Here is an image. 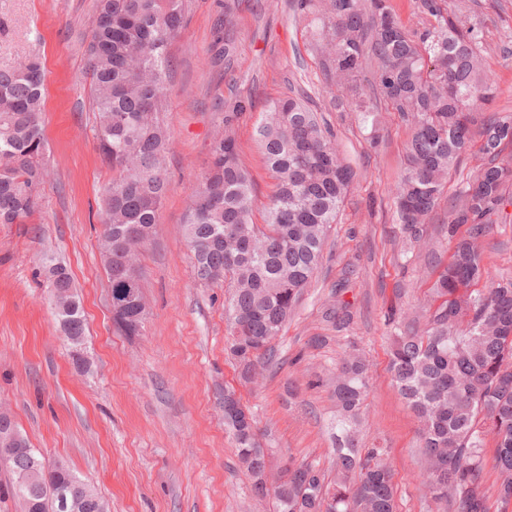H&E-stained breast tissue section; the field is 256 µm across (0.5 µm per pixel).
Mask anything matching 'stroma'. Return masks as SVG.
I'll use <instances>...</instances> for the list:
<instances>
[{"label": "stroma", "instance_id": "stroma-1", "mask_svg": "<svg viewBox=\"0 0 512 512\" xmlns=\"http://www.w3.org/2000/svg\"><path fill=\"white\" fill-rule=\"evenodd\" d=\"M227 0H187L183 28L169 48L166 96L173 185L142 250L147 311L139 335L112 321L111 289L98 248L101 188L112 178L95 148L90 78L84 56L96 0H0V69L41 54L42 114L49 175L39 207L22 224H0V408L31 447L63 459L109 503L111 512H273L239 466L224 424V391L255 416L264 447L329 470L336 400L329 386L344 351L367 359L360 445L387 450L398 512H439L422 483L418 421L389 372L395 320L419 316L452 253L443 229L448 201L481 165L471 153L450 180L413 249L394 202L411 125L380 111L363 120L339 105L311 33L291 0H234L237 26L224 33ZM489 33L484 65L496 87L493 110L512 112V0L478 11ZM235 49L225 54L224 40ZM310 91L354 182L332 225L323 260L275 341L281 368L259 384L240 379L228 346V288L201 284L184 238L189 198L210 157L213 133L229 104L240 162L254 185L253 220L262 223L274 190L256 141L268 102L291 88ZM54 254L70 270L86 319L78 369L47 307L40 267ZM492 278H512V222L484 242ZM349 302L344 333L322 317Z\"/></svg>", "mask_w": 512, "mask_h": 512}]
</instances>
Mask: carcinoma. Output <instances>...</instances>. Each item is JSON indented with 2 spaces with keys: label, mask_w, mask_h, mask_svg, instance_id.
<instances>
[{
  "label": "carcinoma",
  "mask_w": 512,
  "mask_h": 512,
  "mask_svg": "<svg viewBox=\"0 0 512 512\" xmlns=\"http://www.w3.org/2000/svg\"><path fill=\"white\" fill-rule=\"evenodd\" d=\"M186 0H97L86 43L95 112L94 138L112 168L103 188L100 239L111 288L113 322L125 336L141 332L146 314L138 254L153 234L162 202L173 186L167 176L170 134L165 89L169 47L182 28ZM310 17L327 78L358 112L378 104L411 121L412 135L397 185V216L412 244L448 182L480 139L483 163L448 211L451 260L433 291L440 307L425 327L396 336L390 371L400 395L421 423L425 488L443 512H489L484 480V437L496 442L500 512L512 505V278H488L482 242L506 206H512V113L490 110L493 90L482 71L487 31L462 8L419 0L426 22L406 29L389 0H295ZM376 64L372 81L363 74ZM44 72L39 56L0 70V224H21L38 206L48 176L41 121ZM245 104L235 102L217 125L211 159L186 217V241L196 278L205 285L228 279L224 310L231 321L229 350L249 381L274 362L273 342L294 312L322 259L328 229L350 192L353 173L336 148L309 96L296 91L267 105L257 137L276 190L266 224L252 219L254 183L239 162L231 122ZM464 232H459L460 227ZM57 320L83 342L84 315L73 279L57 258L42 257ZM325 318L341 332L353 313L341 299ZM369 367L344 351L334 382L335 477L311 462L265 469L254 418L224 391V423L233 434L240 466L256 493L269 495L274 512H397L386 449L356 443ZM5 469L20 512L25 501L41 512H108L95 489L66 467L44 473L24 448ZM67 488L60 507L58 486Z\"/></svg>",
  "instance_id": "cac0c4a2"
}]
</instances>
